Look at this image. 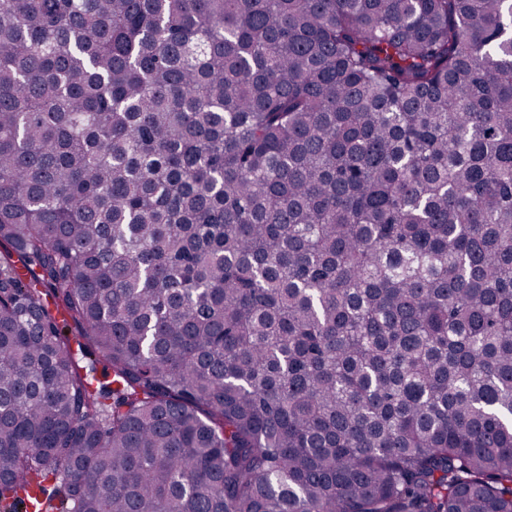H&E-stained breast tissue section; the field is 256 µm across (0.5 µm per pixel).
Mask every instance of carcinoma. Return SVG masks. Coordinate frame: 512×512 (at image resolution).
I'll list each match as a JSON object with an SVG mask.
<instances>
[{"label":"carcinoma","mask_w":512,"mask_h":512,"mask_svg":"<svg viewBox=\"0 0 512 512\" xmlns=\"http://www.w3.org/2000/svg\"><path fill=\"white\" fill-rule=\"evenodd\" d=\"M1 244L5 512H512V0H0Z\"/></svg>","instance_id":"1"}]
</instances>
